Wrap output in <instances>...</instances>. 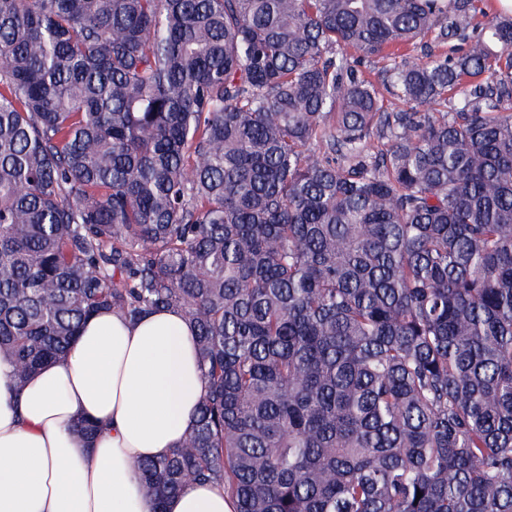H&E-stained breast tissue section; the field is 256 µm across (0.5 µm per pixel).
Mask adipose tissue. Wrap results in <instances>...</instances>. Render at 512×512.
I'll list each match as a JSON object with an SVG mask.
<instances>
[{
  "instance_id": "obj_1",
  "label": "adipose tissue",
  "mask_w": 512,
  "mask_h": 512,
  "mask_svg": "<svg viewBox=\"0 0 512 512\" xmlns=\"http://www.w3.org/2000/svg\"><path fill=\"white\" fill-rule=\"evenodd\" d=\"M0 357V512H155L136 463L179 447L203 393L196 337L176 310L90 319L64 361L15 389ZM100 428L93 441L76 420ZM165 512H235L215 483H194Z\"/></svg>"
}]
</instances>
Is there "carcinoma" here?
I'll return each instance as SVG.
<instances>
[{
	"mask_svg": "<svg viewBox=\"0 0 512 512\" xmlns=\"http://www.w3.org/2000/svg\"><path fill=\"white\" fill-rule=\"evenodd\" d=\"M479 2L0 0L16 387L102 312L178 310L204 390L136 463L157 506L512 512V15ZM387 65L386 61H378L372 63L361 64L359 69L363 72L365 77L370 79L380 90L384 97V103L389 109H402L405 106L396 98L391 96L383 85V68ZM233 501L216 483H193L169 498L165 512H235Z\"/></svg>",
	"mask_w": 512,
	"mask_h": 512,
	"instance_id": "obj_1",
	"label": "carcinoma"
}]
</instances>
